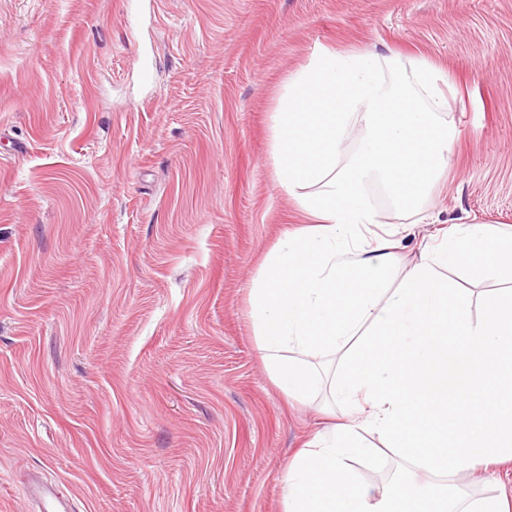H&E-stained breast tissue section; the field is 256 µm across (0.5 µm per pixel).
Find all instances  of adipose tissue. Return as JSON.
Instances as JSON below:
<instances>
[{"mask_svg": "<svg viewBox=\"0 0 512 512\" xmlns=\"http://www.w3.org/2000/svg\"><path fill=\"white\" fill-rule=\"evenodd\" d=\"M455 98L426 59L324 49L289 80L274 116L277 182L313 225L272 251L251 314L275 385L302 401L328 391L344 416L293 458L287 512H512L505 494L463 485L477 466L512 465V290L484 298L476 315L470 295L439 276L512 271V227H448L392 289L401 241L366 193L378 179L403 206L442 175L451 134L439 115ZM358 125L359 152L338 167ZM364 430L405 464L381 488L350 466L371 451Z\"/></svg>", "mask_w": 512, "mask_h": 512, "instance_id": "obj_1", "label": "adipose tissue"}]
</instances>
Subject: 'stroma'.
<instances>
[{
  "mask_svg": "<svg viewBox=\"0 0 512 512\" xmlns=\"http://www.w3.org/2000/svg\"><path fill=\"white\" fill-rule=\"evenodd\" d=\"M323 47L453 79L418 210L366 186L394 281L450 225H512V0H0V512H34L33 471L74 512H286L331 418L273 383L249 297L310 223L273 115ZM448 281L477 302L512 272Z\"/></svg>",
  "mask_w": 512,
  "mask_h": 512,
  "instance_id": "stroma-1",
  "label": "stroma"
}]
</instances>
